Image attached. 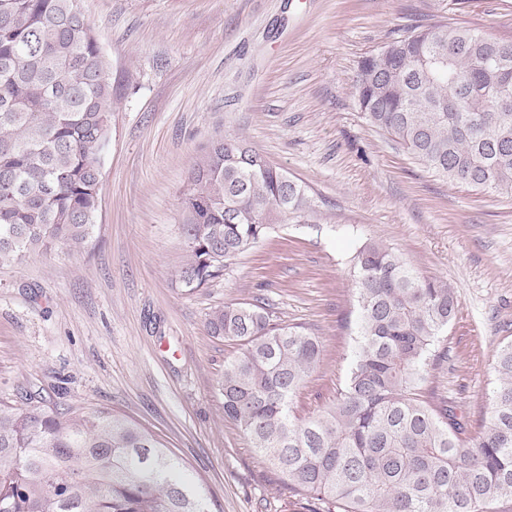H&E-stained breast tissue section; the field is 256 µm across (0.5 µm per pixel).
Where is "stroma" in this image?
Segmentation results:
<instances>
[{"instance_id":"1","label":"stroma","mask_w":512,"mask_h":512,"mask_svg":"<svg viewBox=\"0 0 512 512\" xmlns=\"http://www.w3.org/2000/svg\"><path fill=\"white\" fill-rule=\"evenodd\" d=\"M109 61L110 127L88 243L0 267V400L109 408L158 436L211 512H292L279 474L224 418L237 342L209 335L230 302L273 304L318 337L292 402L332 404L357 346L351 259L374 240L450 283L458 311L429 356L423 397L469 435L491 417L492 369L512 343V192L449 182L368 125L360 61L451 16L512 39V0H81ZM240 139L312 200L201 288L178 285L180 198L193 162Z\"/></svg>"}]
</instances>
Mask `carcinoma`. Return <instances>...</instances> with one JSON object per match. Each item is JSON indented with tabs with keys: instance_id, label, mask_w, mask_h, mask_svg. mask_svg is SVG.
I'll use <instances>...</instances> for the list:
<instances>
[{
	"instance_id": "1",
	"label": "carcinoma",
	"mask_w": 512,
	"mask_h": 512,
	"mask_svg": "<svg viewBox=\"0 0 512 512\" xmlns=\"http://www.w3.org/2000/svg\"><path fill=\"white\" fill-rule=\"evenodd\" d=\"M108 61L79 0H0V266L83 247L98 209L109 129ZM365 121L432 173L512 190V40L438 20L363 58ZM310 207L306 186L237 139L198 158L183 192L194 290ZM358 347L336 401L304 419L298 390L320 362L317 337L271 304L226 303L207 329L241 345L224 364V419L309 512H485L512 503V344L500 349L492 416L464 444L446 404L417 392L430 348L458 308L455 288L394 250L353 256ZM0 512H210L182 460L138 422L41 399L0 402Z\"/></svg>"
}]
</instances>
